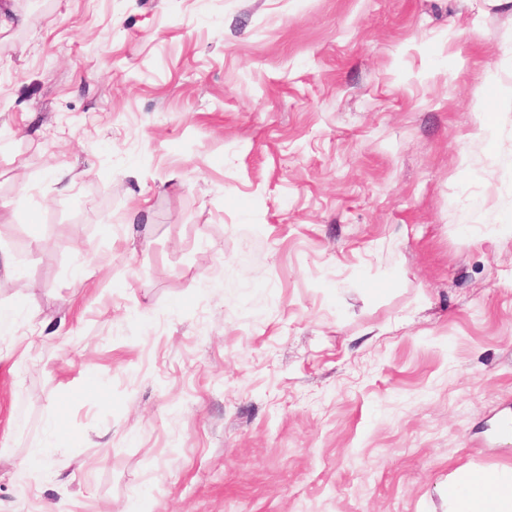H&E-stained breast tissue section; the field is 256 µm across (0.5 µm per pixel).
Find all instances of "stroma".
Masks as SVG:
<instances>
[{
  "label": "stroma",
  "mask_w": 512,
  "mask_h": 512,
  "mask_svg": "<svg viewBox=\"0 0 512 512\" xmlns=\"http://www.w3.org/2000/svg\"><path fill=\"white\" fill-rule=\"evenodd\" d=\"M13 5L0 512H447L512 468V0Z\"/></svg>",
  "instance_id": "stroma-1"
}]
</instances>
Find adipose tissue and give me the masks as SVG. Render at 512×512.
I'll return each instance as SVG.
<instances>
[{
    "instance_id": "ef3b65f1",
    "label": "adipose tissue",
    "mask_w": 512,
    "mask_h": 512,
    "mask_svg": "<svg viewBox=\"0 0 512 512\" xmlns=\"http://www.w3.org/2000/svg\"><path fill=\"white\" fill-rule=\"evenodd\" d=\"M448 512H512V470L456 471L445 486Z\"/></svg>"
}]
</instances>
